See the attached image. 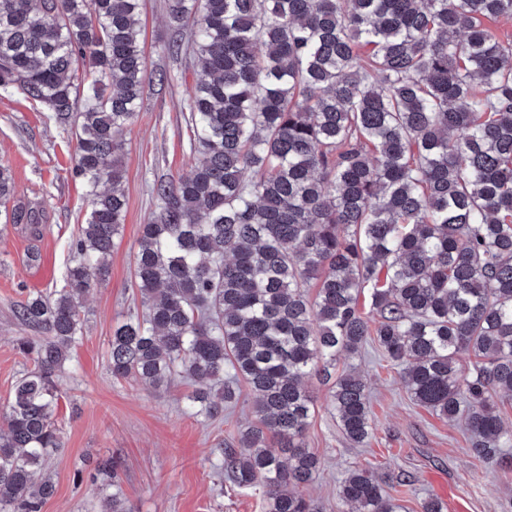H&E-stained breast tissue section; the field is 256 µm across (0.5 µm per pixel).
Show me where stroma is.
Instances as JSON below:
<instances>
[{"label":"stroma","instance_id":"35a3bbf8","mask_svg":"<svg viewBox=\"0 0 512 512\" xmlns=\"http://www.w3.org/2000/svg\"><path fill=\"white\" fill-rule=\"evenodd\" d=\"M141 24L149 66L167 63L165 0H145ZM196 78L188 69L178 84L150 90L127 135L126 220L112 248L109 278L88 294L84 333L65 364L56 413L62 446L51 458L55 491L42 512H98L114 494L132 512H264L262 488L233 486L220 468V448L258 424L247 384H240L235 404L203 420L190 412L189 383L177 380L154 390L114 379L109 369L113 329L145 309L134 285L133 257L141 226L155 209L149 187L191 171L181 107L186 86ZM74 149V140L46 113L33 111L24 95L0 94V163L12 171L16 198L45 211V229L36 241L20 227L0 223V417L15 383L33 366L16 347L17 338L33 330L17 320L14 307L28 293L61 287L74 257L71 241L85 221V187L69 170ZM34 247L50 257L49 277H42L41 263L30 262ZM338 367L365 378L374 431L365 446L352 445L329 407L328 384L309 380L316 411L305 442L319 471L301 492L322 512H345L340 481L357 466L382 478L401 512H421L427 499L459 505L462 512H512V447L494 462L473 458L462 424L412 400L400 366L374 340L357 354L342 355ZM105 461L114 464L116 481L96 477Z\"/></svg>","mask_w":512,"mask_h":512}]
</instances>
